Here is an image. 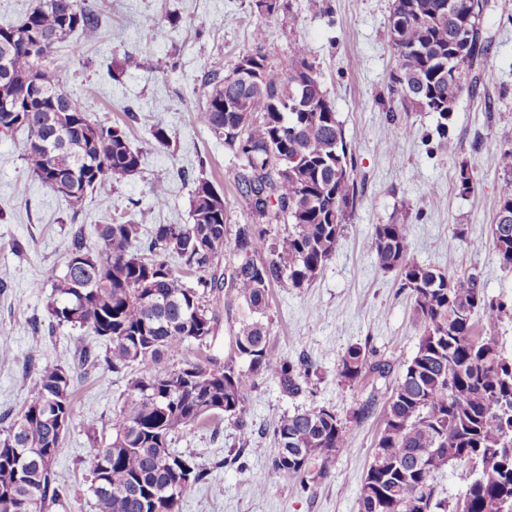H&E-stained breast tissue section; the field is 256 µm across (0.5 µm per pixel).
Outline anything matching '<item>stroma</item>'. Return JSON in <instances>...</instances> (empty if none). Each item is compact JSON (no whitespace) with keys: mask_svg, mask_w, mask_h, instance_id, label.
I'll return each mask as SVG.
<instances>
[{"mask_svg":"<svg viewBox=\"0 0 512 512\" xmlns=\"http://www.w3.org/2000/svg\"><path fill=\"white\" fill-rule=\"evenodd\" d=\"M86 2L101 17L97 38L79 57L70 43L60 44L54 63L73 96L95 107L96 119L127 125L142 165L75 209L43 187L15 153L12 137L0 134V431L30 403L37 368L71 364L80 336L94 351L104 349L93 333L52 324L46 311L47 273L63 272L64 244L75 226H83L93 246L96 225L113 217L135 220L147 208L154 223H190L199 176L223 191L228 224L245 223L246 205L234 182L242 161L194 114L206 102L208 72L230 74L264 23L272 32L265 46L272 61L286 59L294 41L308 45L354 156L357 201L316 279L296 291H271V335L289 359L311 361L307 385L292 396L275 381L259 382L247 395L249 438L222 418L173 438L175 451L210 471L185 495L181 512H358L391 388L420 339L407 290L397 273L375 268L364 239L378 224L407 225L420 263L451 274L478 271L488 298L512 302V272L501 268L490 231L502 181L492 158L512 145V0H484L480 28L488 53L458 99L444 140L435 132V114L405 111L389 92L398 63L388 37L391 0H280L281 9L268 19L254 0ZM403 124L413 126V136L394 135ZM158 126L169 145L148 149ZM463 166L475 180L468 195L456 187ZM158 195L166 204L156 210ZM356 343L387 359L390 375L339 384V360ZM127 382L101 369L75 377V424L54 464L69 495L51 512H96L88 437L111 439ZM313 405L342 416L362 407L367 413L354 424L348 448L332 460L329 476L305 490L273 474L272 427ZM261 482L267 492L257 491Z\"/></svg>","mask_w":512,"mask_h":512,"instance_id":"obj_1","label":"stroma"}]
</instances>
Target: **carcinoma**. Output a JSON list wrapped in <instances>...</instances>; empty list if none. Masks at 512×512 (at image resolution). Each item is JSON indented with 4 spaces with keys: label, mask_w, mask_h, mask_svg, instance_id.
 Masks as SVG:
<instances>
[{
    "label": "carcinoma",
    "mask_w": 512,
    "mask_h": 512,
    "mask_svg": "<svg viewBox=\"0 0 512 512\" xmlns=\"http://www.w3.org/2000/svg\"><path fill=\"white\" fill-rule=\"evenodd\" d=\"M480 0H393L390 42L399 68L415 76L390 94L404 108L435 112L448 119L455 102L448 88L464 91L475 64L487 53L480 32ZM99 14L85 0H37L16 25L0 27V58L10 76L0 79V133L19 129L14 149L46 189L57 169L55 156L35 134L67 144L73 168L65 172L78 207L85 197L138 172L143 153L132 147L124 127L92 118L94 106L73 97L51 56L56 45L78 35L96 37ZM271 31L261 25L250 51L261 86L232 75L208 72L206 104L196 113L224 148L241 158L235 176L250 222L239 224L232 256L219 258L228 244L221 193L196 178L189 224H154L149 242H139L143 224L111 219L96 227L99 247L91 248L83 228L67 240L65 270L53 276L47 312L59 326L87 328L104 342V354L76 347V363L45 365L33 379L30 404L0 436V512H49L66 495L53 464L65 434L57 419L74 425L73 373L101 366L128 375L117 406L113 434L94 447L89 466L98 512H180L185 493L207 479L193 463L189 484L181 482L183 456L172 439L215 416L249 430L245 392L272 379L291 395L302 391L309 365L292 361L270 340V288L300 290L322 271L336 251L343 218L356 199V166L344 141L308 46L293 44L288 60L270 61L265 45ZM463 38L465 51L455 49ZM38 81L41 97L28 93ZM246 99L250 111L227 103ZM503 173L491 225L502 268L512 271V147L500 150ZM364 247L376 267L397 272L412 299L411 318L420 332L414 356L403 365L388 398V411L361 481L359 512H512V358L493 336L508 315L506 304L489 299L475 272L450 275L413 258L407 225L377 224ZM180 262L174 269L168 258ZM197 276V287L184 271ZM238 306L228 319L229 347L213 351L223 316L214 302ZM191 346L204 358L179 368L164 367ZM367 346L347 348L337 367L352 385L370 374L388 375L391 364L371 360ZM353 419L325 406L296 410L272 429L276 453L271 468L302 489L329 475L328 464L349 446ZM480 464L455 507L436 498L438 475L449 463Z\"/></svg>",
    "instance_id": "cac0c4a2"
}]
</instances>
